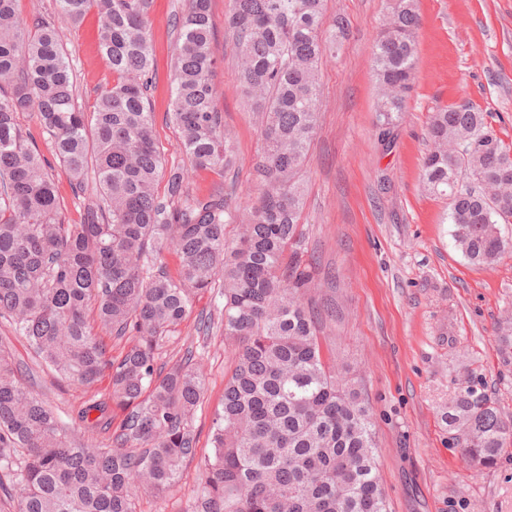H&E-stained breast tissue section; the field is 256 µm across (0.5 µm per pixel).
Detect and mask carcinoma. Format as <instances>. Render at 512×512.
<instances>
[{
    "label": "carcinoma",
    "mask_w": 512,
    "mask_h": 512,
    "mask_svg": "<svg viewBox=\"0 0 512 512\" xmlns=\"http://www.w3.org/2000/svg\"><path fill=\"white\" fill-rule=\"evenodd\" d=\"M0 0V318L58 377L92 385L109 372L107 398L63 420L23 383L0 341V478L9 512H138L142 495L176 488L196 457L194 418L206 391L193 347L161 362L201 292L223 300L200 313L197 333L219 330L237 347L201 460L192 512H387L370 409L324 357L322 321L304 295L303 172L318 128L321 65L344 37L327 0H228L240 92L262 148L258 195L242 209L237 186L198 194L191 174L220 177L237 153L214 83L210 0L176 18L171 119L188 168L164 172L146 76L152 70V0H55L71 27L96 10L112 82L93 111L74 104L75 83L58 28L20 19ZM417 0H391L371 55L378 143H395L417 64ZM32 112L78 191L95 175V199L77 224L61 221L55 181L18 123ZM422 182L448 200L457 248L491 266L512 242V147L468 103L440 108L427 128ZM166 178L164 193L156 190ZM236 225L235 234L227 226ZM178 260L171 273L165 254ZM125 343L118 359L92 333ZM97 416H92V413ZM442 420L462 455L485 468L512 444V418L479 387L457 388Z\"/></svg>",
    "instance_id": "carcinoma-1"
}]
</instances>
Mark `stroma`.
Listing matches in <instances>:
<instances>
[{
	"mask_svg": "<svg viewBox=\"0 0 512 512\" xmlns=\"http://www.w3.org/2000/svg\"><path fill=\"white\" fill-rule=\"evenodd\" d=\"M226 4L211 0L219 60L215 82L223 91L217 108L235 139L236 203L243 207L257 193L253 163L261 141L237 89L234 45L224 32ZM388 4L327 0L328 17H345L348 29L342 49L322 68L323 107L306 170L300 252L313 267L309 297L317 309L333 310L322 327L325 348L372 414L377 475L388 512H512V445L494 467L469 465L441 418L466 369L482 377L501 412L512 416V358L504 357L495 334L497 323L512 311V254L490 267L471 265L455 246L446 200L422 184L426 127L439 108L473 104L488 112L497 135L512 144V0H418L415 80L395 143L385 152L377 144L370 57ZM187 7L188 0H155L151 10L149 102L168 169L187 163L170 120L172 21ZM60 31L77 104L90 111L97 89L112 79L97 53L96 17ZM19 123L51 165L63 223H79L85 197L73 191L35 115L22 113ZM212 307L210 294H201L162 356L173 364L189 343L204 356L207 391L194 420L203 455L211 451V420L231 364V348L222 336L204 340L196 332L200 312ZM1 336L15 359L32 367L26 384L60 415L107 393L108 379L84 387L56 381L35 367L25 339L3 319ZM198 477V461L185 463L179 488L162 499H143L141 512H186Z\"/></svg>",
	"mask_w": 512,
	"mask_h": 512,
	"instance_id": "stroma-1",
	"label": "stroma"
}]
</instances>
